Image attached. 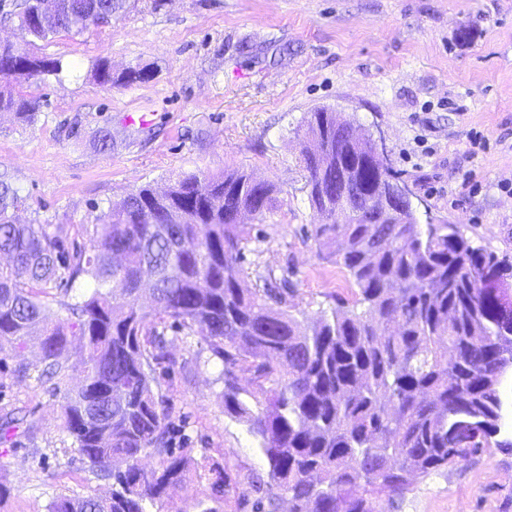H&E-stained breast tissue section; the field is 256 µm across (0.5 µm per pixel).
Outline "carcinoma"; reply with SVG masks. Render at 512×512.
Segmentation results:
<instances>
[{"label": "carcinoma", "instance_id": "obj_1", "mask_svg": "<svg viewBox=\"0 0 512 512\" xmlns=\"http://www.w3.org/2000/svg\"><path fill=\"white\" fill-rule=\"evenodd\" d=\"M43 0L17 4L19 40L0 43V78L45 80L58 58L27 46L80 33L125 14L133 0ZM100 83L130 85L148 68L119 73L101 60ZM39 103L0 84V112L26 122ZM300 164L314 209L339 207L345 222L313 225L319 255L357 288L307 325L285 309L288 280L244 288L252 225L240 214L272 210L276 187L245 172L190 174L166 190L144 186L96 218L89 247L73 251L49 224H15L26 198L0 180V351L21 354L41 332V375L65 381L78 341L88 383L67 393L63 424L89 467L115 479L109 498L58 496L51 512H145L146 504L192 478L218 493L227 479L191 470L163 443L167 400L153 366L175 368L165 331L203 336L224 361V412L248 426L268 463L253 484L256 512H381L376 500L401 497L411 480L512 448L501 388L512 374V259L473 245L454 224H419L403 207L382 215L367 202L378 186L361 167L359 185L336 192V151H359L336 134V113H311ZM87 279L93 291L51 322L40 294ZM250 375L249 388L239 376ZM25 417L0 422L8 440ZM160 470L141 465L148 451Z\"/></svg>", "mask_w": 512, "mask_h": 512}]
</instances>
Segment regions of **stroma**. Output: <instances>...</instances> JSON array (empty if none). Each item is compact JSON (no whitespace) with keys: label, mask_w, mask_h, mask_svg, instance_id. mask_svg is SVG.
Returning a JSON list of instances; mask_svg holds the SVG:
<instances>
[{"label":"stroma","mask_w":512,"mask_h":512,"mask_svg":"<svg viewBox=\"0 0 512 512\" xmlns=\"http://www.w3.org/2000/svg\"><path fill=\"white\" fill-rule=\"evenodd\" d=\"M31 52L63 59L61 79L18 91L39 101L33 121L0 113V179L26 197L23 224H50L88 245L95 218L144 186L181 175L240 170L276 186L244 263L247 286L288 278L289 310L301 322L355 299L347 274L322 259L311 236L321 215L299 163L307 120L319 109L383 137L386 162L412 194L418 223L455 224L512 257V0H137L111 25L38 42ZM142 64L153 79L102 85ZM112 146L100 151V128ZM178 364L159 379L168 438L191 466L224 471L213 494L190 480L149 512H254L252 481L268 464L245 423L224 411V363L201 335L168 333ZM29 377L0 361V418L18 412L33 426L0 442V512H49L59 495L106 497L110 479L91 471L63 428L64 387L37 368ZM392 512H512V449L415 478ZM92 72L94 79L99 83H111L113 85L142 83L152 78V71L144 67H128L120 73H113L112 67L106 60L97 62Z\"/></svg>","instance_id":"stroma-1"}]
</instances>
